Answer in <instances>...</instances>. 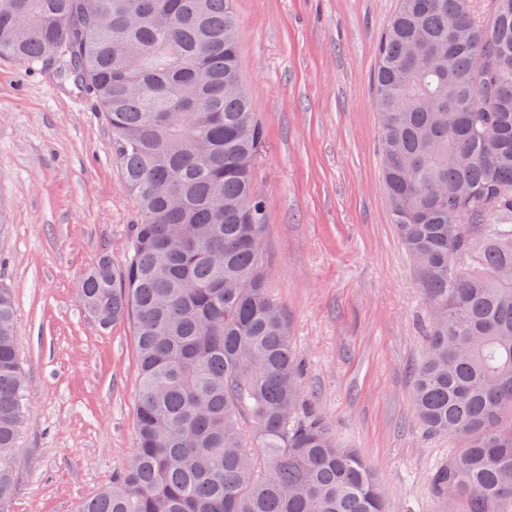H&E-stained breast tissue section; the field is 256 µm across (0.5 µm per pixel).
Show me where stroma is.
Instances as JSON below:
<instances>
[{
	"mask_svg": "<svg viewBox=\"0 0 512 512\" xmlns=\"http://www.w3.org/2000/svg\"><path fill=\"white\" fill-rule=\"evenodd\" d=\"M398 0H235L265 143L260 256L303 365L305 412L374 469L391 512H464L431 486L457 448L412 406L429 307L391 215L373 76ZM138 210L93 101L54 67L0 58V282L16 299L27 406L9 512H75L136 446L132 319L101 329L78 290L123 265Z\"/></svg>",
	"mask_w": 512,
	"mask_h": 512,
	"instance_id": "stroma-1",
	"label": "stroma"
}]
</instances>
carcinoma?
Masks as SVG:
<instances>
[{
    "mask_svg": "<svg viewBox=\"0 0 512 512\" xmlns=\"http://www.w3.org/2000/svg\"><path fill=\"white\" fill-rule=\"evenodd\" d=\"M399 0L374 73L392 224L432 310L415 411L460 448L433 477L466 512L512 502V0ZM54 61L93 98L139 211L131 254L79 280L133 318L137 442L78 512H388L371 465L299 417L288 316L259 265L264 130L234 0H0V58ZM0 284V512L26 408ZM254 426L248 436L244 421Z\"/></svg>",
    "mask_w": 512,
    "mask_h": 512,
    "instance_id": "carcinoma-1",
    "label": "carcinoma"
}]
</instances>
